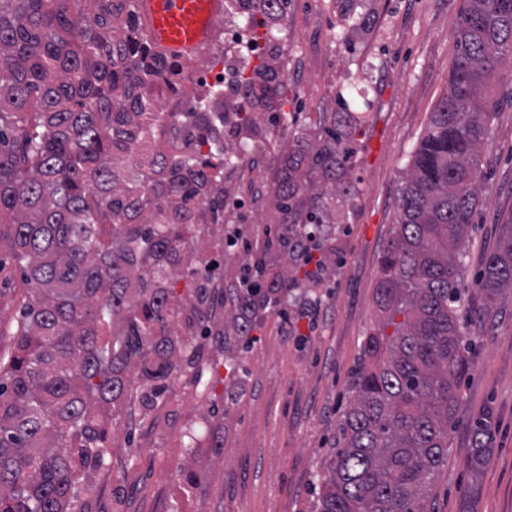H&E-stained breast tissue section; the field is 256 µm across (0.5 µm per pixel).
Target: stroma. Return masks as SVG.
Returning <instances> with one entry per match:
<instances>
[{
    "instance_id": "1",
    "label": "stroma",
    "mask_w": 512,
    "mask_h": 512,
    "mask_svg": "<svg viewBox=\"0 0 512 512\" xmlns=\"http://www.w3.org/2000/svg\"><path fill=\"white\" fill-rule=\"evenodd\" d=\"M466 0H360L367 25L355 39L339 0H289L274 28L284 44L290 100L281 125L232 180L237 215L249 238L276 220L267 192L283 144L346 100L361 119L353 171L358 195L337 225L341 262L311 289L313 317L299 307L269 315L247 348L236 351L244 379L229 380L223 359L203 364L198 386L176 384L152 411L123 416L110 435L96 491L77 512H317L314 484L331 458L362 342L378 321L380 259L398 219L402 171L448 90L455 32ZM497 116L482 157V203L469 228L461 299L471 369L462 379L448 463L435 477L426 512H461L462 492L477 482L473 512H512V290L478 322L476 286L501 224L512 218V60L492 80ZM26 296L20 269L0 264V355ZM489 418L491 457L470 475L463 454L472 423ZM196 437L186 451L181 436ZM192 477L182 480L180 467Z\"/></svg>"
}]
</instances>
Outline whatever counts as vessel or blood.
I'll return each instance as SVG.
<instances>
[{
	"label": "vessel or blood",
	"instance_id": "b4317fda",
	"mask_svg": "<svg viewBox=\"0 0 512 512\" xmlns=\"http://www.w3.org/2000/svg\"><path fill=\"white\" fill-rule=\"evenodd\" d=\"M140 5L154 43L181 55L197 52L224 14V0H140Z\"/></svg>",
	"mask_w": 512,
	"mask_h": 512
}]
</instances>
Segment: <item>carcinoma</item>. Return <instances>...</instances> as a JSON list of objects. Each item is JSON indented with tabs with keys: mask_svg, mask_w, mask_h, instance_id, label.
Here are the masks:
<instances>
[{
	"mask_svg": "<svg viewBox=\"0 0 512 512\" xmlns=\"http://www.w3.org/2000/svg\"><path fill=\"white\" fill-rule=\"evenodd\" d=\"M134 0H0V255L17 262L29 300L0 364V512H74L105 465L118 411L151 410L196 382L205 346L239 376L234 345L336 270L332 225L349 220L358 117L347 104L295 137L273 177L278 230L248 241L226 225L227 180L283 121V46L200 111L182 112L191 147L157 146L171 70L148 48ZM357 0H341L354 33ZM288 0H225L224 21L252 32ZM448 92L402 178L399 219L380 260L382 319L362 366L317 512H424L448 462V433L470 370L460 316L461 250L481 204L478 173L496 103L486 90L512 54V0H468ZM220 227V241L195 232ZM249 243L232 287L216 248ZM181 280L191 285L176 292ZM477 287L512 289V219ZM392 332H387V329ZM491 428L477 420L464 464L479 473Z\"/></svg>",
	"mask_w": 512,
	"mask_h": 512,
	"instance_id": "1",
	"label": "carcinoma"
}]
</instances>
